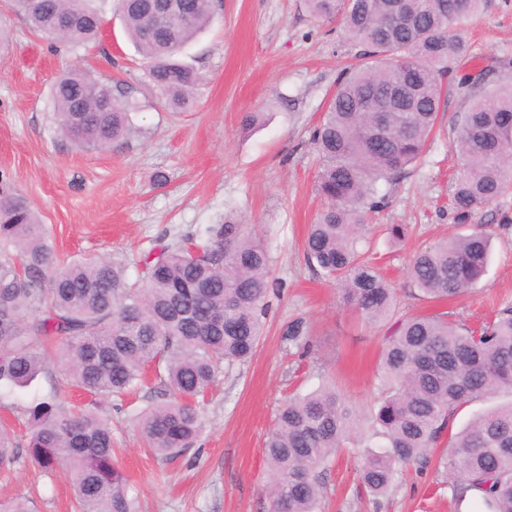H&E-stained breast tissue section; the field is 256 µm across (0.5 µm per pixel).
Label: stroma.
<instances>
[{
	"instance_id": "stroma-1",
	"label": "stroma",
	"mask_w": 512,
	"mask_h": 512,
	"mask_svg": "<svg viewBox=\"0 0 512 512\" xmlns=\"http://www.w3.org/2000/svg\"><path fill=\"white\" fill-rule=\"evenodd\" d=\"M98 42L78 52L32 34L8 0H0V173L37 210L53 236L59 261L114 258L136 280L141 257L210 224H246L266 244L270 289L258 348L245 363L223 369L206 397L203 429L194 448L164 462L146 448L137 410L155 403L142 390L105 403L112 446L140 512H270L264 446L289 395L332 382L359 414L351 439L322 474L320 512H476L456 504L436 463L398 471L388 495L373 500L360 486L364 415L378 397L376 370L385 327L362 323L341 305L336 286L305 259L309 224L323 202L315 189L312 135L342 70L359 61V47L335 24L314 18L304 0H213V17L181 54L198 76L190 105L165 108L149 84L146 64L126 35L116 0H103ZM469 52L455 65L485 73V89L512 83V0H486L479 18L462 25ZM80 68L111 80L136 104L141 133L105 151L81 150L53 123L52 84L62 70ZM470 104L449 92L439 132L421 162L398 182L383 185L386 206L369 217L373 260L396 291L395 318L445 310L453 323L478 326L512 304V189L472 221L493 232L485 275L445 306L412 296L413 253L456 233L448 182L460 159L453 149L457 120ZM255 123L243 128V114ZM165 182H157V174ZM408 234L390 238L389 225ZM303 319L312 351L288 352L284 334ZM57 363L28 387L0 394V419L15 437L26 433L16 408L65 383ZM38 490L36 512H74L65 471L43 476L27 459L0 475V498Z\"/></svg>"
}]
</instances>
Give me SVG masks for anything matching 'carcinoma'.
I'll list each match as a JSON object with an SVG mask.
<instances>
[{
    "instance_id": "cac0c4a2",
    "label": "carcinoma",
    "mask_w": 512,
    "mask_h": 512,
    "mask_svg": "<svg viewBox=\"0 0 512 512\" xmlns=\"http://www.w3.org/2000/svg\"><path fill=\"white\" fill-rule=\"evenodd\" d=\"M94 0H10L37 35L75 52L98 39ZM313 16L337 19L365 62L343 72L313 134L316 190L325 202L310 225L308 264L341 288L366 323L387 317L395 291L361 251L366 217L385 206L382 183L397 181L419 161L450 90L473 98L455 142L461 163L448 200L459 224L512 185V85L477 93L471 77L449 62L463 58L457 26L478 17L483 0H306ZM213 0H184L177 15L156 18L144 0H119L124 28L148 61L147 77L173 110L185 109L197 73L177 59L211 22ZM112 83L87 70L60 74L52 88L58 131L84 150H104L136 133L123 92L103 109ZM395 98L393 109L372 105ZM490 236L480 225L414 252L411 284L419 297L444 303L464 294L487 270ZM268 250L245 224H210L141 260L142 282L110 259L55 266L49 229L27 200L0 183V388H23L45 372L48 345L68 384L91 397L78 411L53 391L22 409L29 426L25 452L47 475L70 474L79 512H137L112 448V425L101 413L154 369L162 401L136 413L147 448L172 461L202 431L198 397L222 365L250 359L262 335L269 288ZM304 357L306 323L285 334ZM378 378L382 392L371 417L361 487L385 496L395 473L428 460L447 438L446 483L457 501L485 512H512V306L478 328L418 315L386 336ZM509 400L475 415L458 433L450 422L479 400ZM352 415L340 394L320 385L284 402L265 443L272 509L318 512L320 475L349 438ZM20 451L0 424V473ZM0 512H34L28 497L0 500Z\"/></svg>"
}]
</instances>
